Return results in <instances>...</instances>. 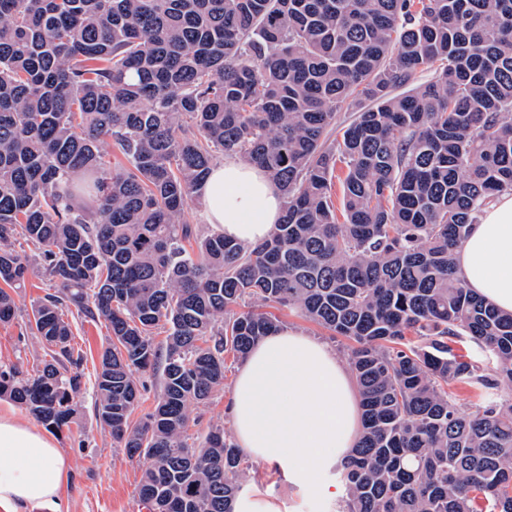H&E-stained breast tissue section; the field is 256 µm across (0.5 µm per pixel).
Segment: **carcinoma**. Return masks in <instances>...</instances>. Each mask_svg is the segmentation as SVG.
Segmentation results:
<instances>
[{"mask_svg":"<svg viewBox=\"0 0 512 512\" xmlns=\"http://www.w3.org/2000/svg\"><path fill=\"white\" fill-rule=\"evenodd\" d=\"M219 154L284 196L257 245L184 221ZM507 190L512 0H0V322L30 270L18 239L54 283L25 324L51 360L0 366V396L71 427L83 371L62 309L103 319L95 418L141 466L140 500L233 512L241 451L219 425L190 446L188 408L280 327L245 301L276 304L351 343L361 432L338 512H512V313L454 269ZM151 369L161 392L134 423ZM456 383L477 391L468 413Z\"/></svg>","mask_w":512,"mask_h":512,"instance_id":"1","label":"carcinoma"}]
</instances>
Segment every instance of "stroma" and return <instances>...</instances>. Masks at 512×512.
<instances>
[{
    "mask_svg": "<svg viewBox=\"0 0 512 512\" xmlns=\"http://www.w3.org/2000/svg\"><path fill=\"white\" fill-rule=\"evenodd\" d=\"M50 290L49 282L37 272L29 275L24 288L16 290V317L11 323L0 324V366L16 364L27 369L34 361L44 359L46 347L26 331L25 322L33 302ZM69 321L74 333L72 344L84 357V378L77 397L78 422L56 436L73 471L71 482L62 490V508L64 512H146L137 494L139 467L127 458L111 433L97 423L93 413L94 368L107 334L105 323L74 315ZM238 367V362L227 361L223 386L206 403L190 407L188 432L194 441H201L210 427L228 424L226 403ZM242 484L282 492L283 512H337L338 509L337 502L315 498L304 490L282 491L273 474L253 459L247 462Z\"/></svg>",
    "mask_w": 512,
    "mask_h": 512,
    "instance_id": "obj_1",
    "label": "stroma"
}]
</instances>
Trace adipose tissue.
Returning <instances> with one entry per match:
<instances>
[{
  "mask_svg": "<svg viewBox=\"0 0 512 512\" xmlns=\"http://www.w3.org/2000/svg\"><path fill=\"white\" fill-rule=\"evenodd\" d=\"M208 224L226 239L254 245L283 214L278 186L260 167L236 157L214 165L203 186ZM476 295L512 312V191L482 211L455 257ZM226 412L242 452L291 488L326 500L342 493L334 475L360 428L356 380L337 351L284 328L255 343L237 373ZM0 512H39L59 503L71 466L55 439L0 408Z\"/></svg>",
  "mask_w": 512,
  "mask_h": 512,
  "instance_id": "1",
  "label": "adipose tissue"
}]
</instances>
